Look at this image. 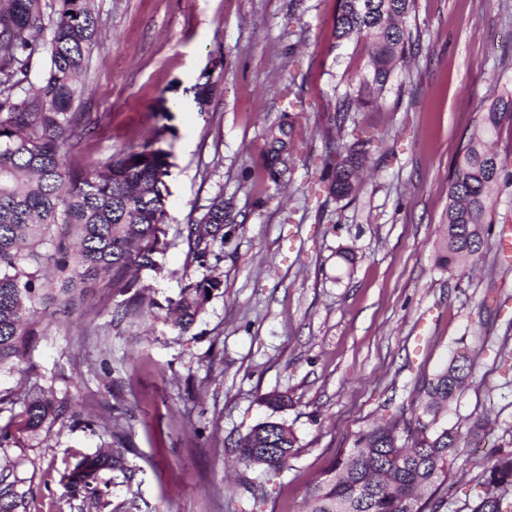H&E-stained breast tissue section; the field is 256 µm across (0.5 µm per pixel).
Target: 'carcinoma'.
<instances>
[{"mask_svg":"<svg viewBox=\"0 0 512 512\" xmlns=\"http://www.w3.org/2000/svg\"><path fill=\"white\" fill-rule=\"evenodd\" d=\"M414 0H338L335 46L370 39L374 53L369 72L335 106L330 119L332 150L323 158L330 195L342 201L359 190L362 171L381 138L346 128L349 113L375 102L397 64L411 53L410 35L399 25ZM106 19L98 0H56L46 14L42 0H0V371L32 369L31 343L42 332L43 309L83 302L88 290L107 283L124 300L112 307L122 320L154 301L139 284L143 271L157 267L164 240L163 177L170 152L162 147L166 127L144 142L104 162L75 165L68 160L71 140L90 134L98 121L82 111L89 89L88 57ZM44 61L38 83L31 80L34 60ZM214 91L207 80L193 87L194 102L204 109ZM512 116V95L491 104L469 137L448 185V210L442 224L438 265L452 273L466 260L480 259L491 233L490 186L506 179V163L487 143L502 120ZM199 261L224 243V199L217 197L203 217L180 230ZM216 280L190 282L175 301L174 323L185 331L203 313ZM474 360L456 353L447 367L424 382L425 399L413 419L400 422L392 413L355 435L309 491L308 512H442L438 495L458 457L459 434L436 427L437 415L464 390ZM288 396L271 392L263 403L269 417L236 443L238 461L257 465L271 476L288 469L298 453L293 430L275 417L288 407ZM65 413L37 385L27 389V427L36 431ZM127 412L112 407L116 448L87 454L64 475L71 498L100 497L105 472L128 474L120 448L129 438ZM481 492L466 505L469 512H512V448L490 461H469ZM258 506L267 503L262 483L244 480ZM9 483L0 491V512L27 509L25 494Z\"/></svg>","mask_w":512,"mask_h":512,"instance_id":"cac0c4a2","label":"carcinoma"}]
</instances>
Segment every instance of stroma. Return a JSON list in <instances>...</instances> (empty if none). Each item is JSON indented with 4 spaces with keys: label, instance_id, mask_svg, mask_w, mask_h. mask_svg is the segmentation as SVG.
Masks as SVG:
<instances>
[{
    "label": "stroma",
    "instance_id": "35a3bbf8",
    "mask_svg": "<svg viewBox=\"0 0 512 512\" xmlns=\"http://www.w3.org/2000/svg\"><path fill=\"white\" fill-rule=\"evenodd\" d=\"M108 36L90 58L93 137L75 163L106 161L166 129L167 248L144 276L151 316L112 320L95 300L57 313L32 344L30 381L69 413L28 430L19 373H0V469L27 512H252L238 439L287 394L279 412L299 452L269 483L263 512H307L310 487L393 399L411 419L414 387L455 352L475 359L440 426L491 429L462 445L440 493L461 512L479 488L468 458L512 446V183L491 192L492 233L472 270L436 264L448 183L473 128L512 90V0H415L413 53L383 95L354 113L384 132L358 194L320 184L336 101L367 71L369 43L335 46L336 0H99ZM216 90L198 109L192 88ZM291 96H283V87ZM227 209L221 261L207 269L179 231L215 198ZM351 253L345 262L343 253ZM219 280L188 332L167 317L185 284ZM132 415L131 478L106 474L99 504L68 499L76 457L107 449L99 417ZM80 419H73V412ZM266 481V480H265Z\"/></svg>",
    "mask_w": 512,
    "mask_h": 512
}]
</instances>
